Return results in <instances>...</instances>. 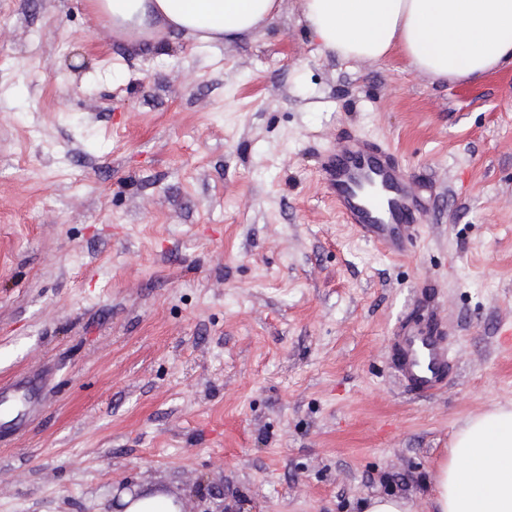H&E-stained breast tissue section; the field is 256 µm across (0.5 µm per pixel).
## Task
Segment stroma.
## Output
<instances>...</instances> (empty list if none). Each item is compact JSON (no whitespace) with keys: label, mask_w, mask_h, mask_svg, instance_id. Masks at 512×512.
I'll return each mask as SVG.
<instances>
[{"label":"stroma","mask_w":512,"mask_h":512,"mask_svg":"<svg viewBox=\"0 0 512 512\" xmlns=\"http://www.w3.org/2000/svg\"><path fill=\"white\" fill-rule=\"evenodd\" d=\"M199 49L87 0H0V512H432L465 419L512 404V68L435 81L300 24ZM389 144L426 212L394 258L316 160ZM447 385L410 392L403 326ZM393 357L399 379L420 394L439 389L448 373L449 350L444 336L433 325L396 336ZM118 506L123 512H181L177 500L162 493L124 492ZM362 512H412L403 498L396 496L370 497L362 504Z\"/></svg>","instance_id":"obj_1"}]
</instances>
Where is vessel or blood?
<instances>
[{
    "label": "vessel or blood",
    "instance_id": "vessel-or-blood-1",
    "mask_svg": "<svg viewBox=\"0 0 512 512\" xmlns=\"http://www.w3.org/2000/svg\"><path fill=\"white\" fill-rule=\"evenodd\" d=\"M318 169L346 223L388 255L408 253L424 211L389 146L347 136L320 158ZM393 357L402 383L421 394L438 390L448 373V345L432 325L396 336Z\"/></svg>",
    "mask_w": 512,
    "mask_h": 512
}]
</instances>
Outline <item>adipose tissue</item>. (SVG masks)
I'll return each instance as SVG.
<instances>
[{"mask_svg":"<svg viewBox=\"0 0 512 512\" xmlns=\"http://www.w3.org/2000/svg\"><path fill=\"white\" fill-rule=\"evenodd\" d=\"M283 0H88L122 34L163 29L208 46L269 27ZM301 21L322 51L346 60L400 51L436 80L482 77L512 65V0H301ZM433 512H512V409L469 417L433 478Z\"/></svg>","mask_w":512,"mask_h":512,"instance_id":"ef3b65f1","label":"adipose tissue"}]
</instances>
